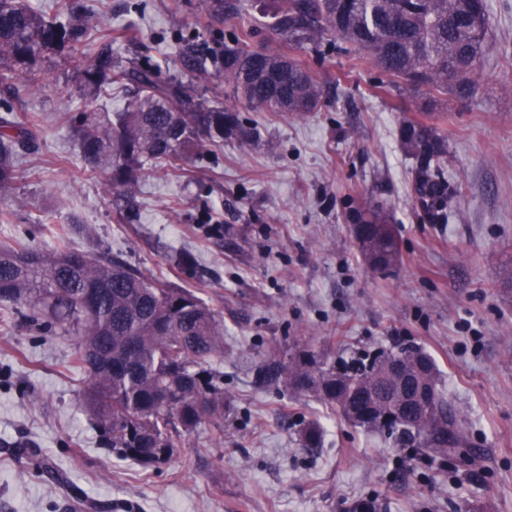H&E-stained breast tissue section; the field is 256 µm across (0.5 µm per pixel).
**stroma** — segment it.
<instances>
[{
	"instance_id": "obj_1",
	"label": "stroma",
	"mask_w": 512,
	"mask_h": 512,
	"mask_svg": "<svg viewBox=\"0 0 512 512\" xmlns=\"http://www.w3.org/2000/svg\"><path fill=\"white\" fill-rule=\"evenodd\" d=\"M92 59L111 43L181 79L195 106L236 109L247 139L192 153L182 169L146 163L117 202L80 155L74 125L127 101L90 96L68 52L38 61V85L0 90V116L34 115L32 150L0 191V243L122 253L147 278L198 291L226 330L223 430L201 425L165 464L120 460L84 408L85 375L70 341L0 324V512H512V0H487L488 49L466 97L399 92L367 51L325 39L270 36L258 0L213 18L209 0H80ZM249 45L297 59L320 83L318 111L256 112L233 98L212 63L191 69L189 35L209 46L241 30ZM408 122L448 140V215L427 219ZM381 207L396 264L374 271L346 215ZM401 345L435 361L448 396L468 412L465 461L392 448L312 398L255 382L273 350L351 356ZM324 430L302 447V423Z\"/></svg>"
}]
</instances>
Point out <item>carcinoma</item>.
Wrapping results in <instances>:
<instances>
[{
	"instance_id": "carcinoma-1",
	"label": "carcinoma",
	"mask_w": 512,
	"mask_h": 512,
	"mask_svg": "<svg viewBox=\"0 0 512 512\" xmlns=\"http://www.w3.org/2000/svg\"><path fill=\"white\" fill-rule=\"evenodd\" d=\"M474 0H270L263 4L268 32L284 40H320L329 35L369 52L374 64L405 92L425 85L463 96L475 87L489 18L470 21ZM221 17L237 16L241 0H210ZM37 12L29 0H0V85L6 90L32 75L46 53L72 49L86 35L73 14ZM251 33L224 45L219 54L189 38L183 45L191 66L207 60L224 73V86L259 112H313L323 91L308 67L267 51L252 50ZM92 91L114 83L132 95L122 112L88 109L76 128L79 152L105 173L112 190L131 185L147 159L180 168L187 152L217 138L244 136L238 113L229 108L185 111L186 85L159 65L124 66L112 48L101 47L78 63ZM36 139L32 128L0 117V189L14 179V157ZM401 139L416 161L415 179L427 218L448 223L447 139L435 127L410 123ZM353 224L380 223L373 237L358 240L372 249L374 270L392 265L398 243L379 209L354 212ZM0 306L28 325L55 326L73 341V362L84 370L85 404L117 457L148 468L171 458L201 424L224 429V374L213 367L224 356V322L198 294L150 280L119 254H83L65 245H0ZM399 359L434 400L430 411L408 410L402 420L381 423L405 401L406 384L393 381L387 364ZM261 384L275 383L340 412L366 432L393 446L464 459L469 456V417L448 401L435 362L421 348L397 346L346 360L301 350L268 353L257 369ZM304 448H319L323 430L309 422Z\"/></svg>"
}]
</instances>
